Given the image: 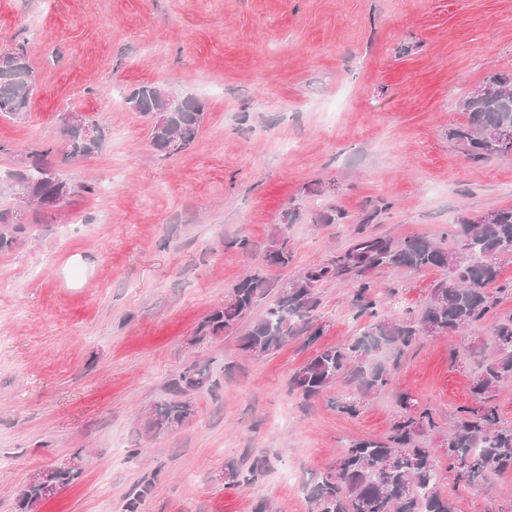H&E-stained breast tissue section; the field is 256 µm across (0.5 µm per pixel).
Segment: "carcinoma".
I'll return each instance as SVG.
<instances>
[{
	"label": "carcinoma",
	"mask_w": 512,
	"mask_h": 512,
	"mask_svg": "<svg viewBox=\"0 0 512 512\" xmlns=\"http://www.w3.org/2000/svg\"><path fill=\"white\" fill-rule=\"evenodd\" d=\"M9 54L16 67L10 78H0V113L16 116L30 107L35 71L25 45H17ZM169 95L171 91L166 88L140 84L129 94L127 104L132 111L148 116ZM184 100L183 109L170 114L167 127L152 126L151 144L161 157L172 155L171 136H176L186 149L203 125L204 103L193 96ZM460 107L467 121L451 129L448 136L467 149L473 162L512 155L511 140L494 138L500 128L512 127V72L486 76L478 88L462 98ZM84 125L98 128L92 146L83 137ZM66 127L68 156L82 158L101 147L103 129L96 121L82 115ZM48 153V148L31 152L12 175L15 186L39 201L34 212L44 219L51 212L42 203L55 200L56 191L65 186L71 196L77 191V186L61 178H39L41 169L47 167ZM496 215L493 224H476L472 216L461 217L453 233L457 242L453 248L430 236L399 240L360 229L346 249L307 267L297 277L281 283L274 293L264 269L258 268L236 283L230 298L202 321L200 330L216 334L233 329L251 318L259 299L268 296L263 314L240 338L243 351L265 357L280 349L299 326L313 322L320 305L319 288L336 278L350 281L356 286L355 302L372 320L352 341L319 350L291 374L289 385L307 398L345 382L352 392L338 409L356 416L365 400L389 387L405 350L424 337L425 329L431 327L434 335L448 338L472 330L486 321L503 296L512 293V284L500 279L503 258L512 257V206L497 209ZM26 230L27 226L16 223L10 211L0 210V254L11 251ZM290 258L285 234L266 247L267 266H285ZM385 268L430 269L442 277L420 310L386 319L377 316L369 280L371 272ZM483 351L484 361L470 385L477 405L457 409L448 432L443 434L442 447H432L431 437L440 433V425L431 409L421 407L408 393H398L390 431L383 437L350 441L336 456L333 468L310 484L307 499L311 512H456L455 501L443 490L444 460L448 471L456 472L457 480L467 487L483 485L492 475H512V423L502 420L495 403L502 384L512 381V314L498 316L489 325ZM212 389L207 368L196 362L186 365L168 384L171 398L147 410L149 430L157 435L179 428L195 412L192 397ZM262 473L263 464L259 462L246 470L235 461L224 463L227 485L255 481ZM153 487V481L143 482L127 498L123 512H140ZM45 500L42 487L29 481L22 490L19 508L34 512Z\"/></svg>",
	"instance_id": "cac0c4a2"
}]
</instances>
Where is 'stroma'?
I'll list each match as a JSON object with an SVG mask.
<instances>
[{
	"label": "stroma",
	"mask_w": 512,
	"mask_h": 512,
	"mask_svg": "<svg viewBox=\"0 0 512 512\" xmlns=\"http://www.w3.org/2000/svg\"><path fill=\"white\" fill-rule=\"evenodd\" d=\"M26 44L37 87L23 116L0 115V209H13L21 156L48 150L82 186L62 214L29 224L0 255V512H21L31 472L71 455L79 480L37 512H122L145 478L142 512H310L306 485L350 440L385 435L394 395L440 424L473 404L485 331L422 338L389 390L358 416L335 385L305 399L292 372L369 322L343 280L320 290L318 336L262 359L244 327L197 328L287 233L278 285L367 232L434 235L453 246L461 216L512 205V156L473 163L449 139L459 103L512 69V0H0V51ZM155 83L206 106L194 143L158 156L151 123L126 98ZM95 119L101 149L68 159L67 113ZM296 210L293 224L282 222ZM342 212L322 223L327 209ZM248 238L250 252L231 247ZM441 274L374 272L379 315L420 309ZM216 386L176 431L149 432L145 408L168 399L186 364ZM262 460L258 482L225 486L229 460ZM457 512H492L512 475L472 490L445 480Z\"/></svg>",
	"instance_id": "1"
}]
</instances>
